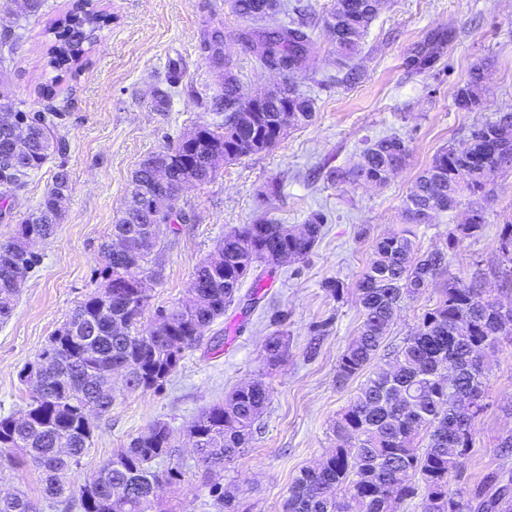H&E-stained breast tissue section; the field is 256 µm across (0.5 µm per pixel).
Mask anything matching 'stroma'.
Segmentation results:
<instances>
[{
    "mask_svg": "<svg viewBox=\"0 0 512 512\" xmlns=\"http://www.w3.org/2000/svg\"><path fill=\"white\" fill-rule=\"evenodd\" d=\"M73 2L46 0L0 79L20 108L50 102L64 113L58 129L64 149L30 179L12 219L0 220V243L10 240L18 219L40 201L58 167L68 171L71 187L54 236L36 247L39 266L28 273L11 316L0 321L2 416L25 407L29 392L20 370L95 288L96 271L104 264L100 246L134 171L195 127L221 122L222 113L212 109L221 90L218 76L201 50L205 34L223 29L224 55L243 96L283 80L238 40L248 22L232 13L229 0H94L111 23L73 73L54 79L47 49ZM288 2L317 17L308 65L293 77L298 89L314 98L316 117L312 124L288 128L270 150L224 164L209 182L177 197L174 206L187 221L160 244L161 278L144 319L153 321L157 307L185 297L197 264L234 228L263 215L298 227L321 212L327 217L323 234L305 259L273 266L257 304L240 288L161 391L129 392L115 382L117 401L97 420L78 465L64 475L67 485L82 483L113 449L162 421L172 429L173 461L182 469L180 480L162 493V512H215L210 494L215 483L234 492L239 512H281L293 478L334 448L332 425L358 391L356 379L337 385L336 362L357 334L355 283L375 239L404 226V202L440 149L466 140L474 126L496 113L512 111V0H381L348 72L339 69L324 24L334 0ZM434 34L447 37L434 66L425 71L409 66L413 49ZM172 59L181 65L182 82L158 108L153 91L164 86ZM477 67L485 72L482 107L458 110L455 94ZM49 82L54 96L48 101L40 88ZM387 135L404 140L409 158L385 185L331 183L330 170L355 165L369 142ZM488 189L482 236L449 251L445 275L402 303L386 347L403 345L448 280L468 278L475 269L486 272L483 287L489 294L512 300V288L493 275L498 228L512 218V167L495 171ZM331 280L343 283L341 297L327 291ZM278 328L288 333V357L272 366L264 342ZM253 379L263 380L272 398L247 448L225 467H202L184 436L189 422ZM485 402L474 448L457 479L462 486L492 471L512 474V452L499 447L501 438L512 434V341H503L491 361ZM43 479L33 466L0 464V489L25 491L37 512H67L64 503L44 497Z\"/></svg>",
    "mask_w": 512,
    "mask_h": 512,
    "instance_id": "1",
    "label": "stroma"
}]
</instances>
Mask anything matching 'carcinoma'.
Returning <instances> with one entry per match:
<instances>
[{
    "instance_id": "cac0c4a2",
    "label": "carcinoma",
    "mask_w": 512,
    "mask_h": 512,
    "mask_svg": "<svg viewBox=\"0 0 512 512\" xmlns=\"http://www.w3.org/2000/svg\"><path fill=\"white\" fill-rule=\"evenodd\" d=\"M93 0H76L61 19L56 42L48 49V66L67 72L93 45L97 32L110 21L91 7ZM378 0H335L326 18L336 27L337 58L351 61L372 23ZM231 11L251 21L263 20L258 0H230ZM10 28L0 33V64L10 59L22 35ZM256 59L265 67L294 73L310 53L312 25L305 17L289 18L286 25L246 33ZM440 41L429 39L417 47L411 63L419 71L433 67ZM206 59L221 79L215 107L224 122L203 125L194 142L176 144L155 154L167 171L169 182H208L216 172L212 159L227 155L236 161L269 150L277 144L273 129L285 106L296 109L295 125H306L315 115L314 99L291 82L285 96L270 97L257 111L247 109L245 98L224 59L220 35L205 44ZM484 71L476 68L467 84L458 89L459 109L472 112L481 101L476 88ZM18 116L11 136L28 143L17 167L0 173V216L3 206L25 189L32 175L54 155L62 152L56 128L63 113L48 106L42 110L19 109L0 102ZM409 150L398 136H386L363 152V162L337 169L330 179L356 184L387 179V168L406 165ZM512 166V112H499L471 131L459 145L441 149L418 176L403 207L407 227L374 241L370 261L356 282L362 321L355 339L337 360L336 383L365 375L349 405L334 421L336 448L316 465L300 470L281 504L282 512H398L401 504L423 492L424 512H512V475H485L471 486H455L474 447L475 422L484 411L483 395L488 382L487 360L499 351L502 340L512 336V323L496 320L502 302L481 297L479 272L467 279L448 281L435 306L427 311L404 345L382 358L388 328L401 303L423 293L447 269L448 250L484 231L486 207L471 208L469 221L457 224L444 247L420 253L414 248L418 216L455 209L464 197L485 201L490 175ZM150 171L137 169L133 189L116 214L112 234L137 235L147 241L140 251L116 258L111 243L102 244L104 266L99 278L105 283L124 276L122 297L115 299L95 290L78 304L43 351L54 353V362L43 374L45 391L29 395L28 420L0 417V459L22 460L44 474L43 494L64 498L79 512H154L163 488L179 480L181 472L167 464L171 459L170 428L156 422L147 433L112 456L95 473L96 479L80 493L65 486L58 473L79 464L91 444L94 429L86 426L89 408L102 418L112 411L114 397L107 389L109 369H129L128 390L157 391L177 369L185 352L197 346L204 330L224 316L227 305L247 279L252 296L264 287L269 252L282 250L301 260L321 236L325 218L315 213L297 236L292 227L266 217L226 234L196 267L192 280L197 299L187 298L159 309L164 321L157 326L142 321L151 300L152 283L159 275L157 247L163 234L179 231L186 217L168 205L167 196L149 184ZM70 191L64 167L55 173L50 188L33 210L17 224L15 236L0 245V320L11 315L20 289L7 277L17 261L36 267L40 258L27 252L30 238L45 240L56 231L61 201ZM498 276L512 280V221L499 227ZM267 361L276 365L288 352V339L277 330L265 341ZM270 401L265 382L254 380L229 394L223 403L203 410L189 424L202 438L198 461L207 467L232 463L247 447L254 425ZM68 448L62 458L56 449ZM123 494L111 498L113 488ZM217 512H236L234 497L215 485L211 489ZM0 512H33L28 495L17 490L0 497Z\"/></svg>"
}]
</instances>
